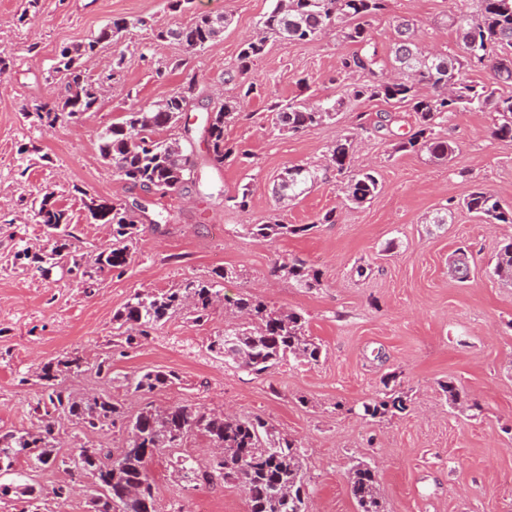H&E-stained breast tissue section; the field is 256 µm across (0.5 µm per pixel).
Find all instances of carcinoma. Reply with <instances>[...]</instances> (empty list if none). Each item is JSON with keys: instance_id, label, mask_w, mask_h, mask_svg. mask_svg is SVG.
<instances>
[{"instance_id": "cac0c4a2", "label": "carcinoma", "mask_w": 512, "mask_h": 512, "mask_svg": "<svg viewBox=\"0 0 512 512\" xmlns=\"http://www.w3.org/2000/svg\"><path fill=\"white\" fill-rule=\"evenodd\" d=\"M385 0H277L273 9L260 21L265 33L285 40L310 42L332 29H340L342 37L360 46L342 61L346 70L364 73L368 80L352 90L356 101L382 99L386 102L408 103L416 115V125L400 145L403 150H426L431 157L445 160L454 152L448 139L434 136V129L448 120V115L460 110L488 112L493 115L492 135L512 140V96L502 97L495 91L468 83L460 77V63L446 56H425L399 30L400 39L394 47V63L409 76L395 83L383 82L381 60L377 48L367 35L371 17L383 9ZM143 20H112L108 30L87 42L64 47L56 71L63 73L68 94L55 102L33 105L25 111L42 125L75 120L91 110L101 96V85L89 80L82 70L81 60L95 53L103 40ZM228 24L224 15L202 14L184 27L169 28L160 38L179 41L187 51L197 52L219 37ZM448 25L457 36L467 55V63L490 67L502 82H512V0H480L474 14L466 0H454L448 15ZM265 49V39H249L239 53V71L245 75L252 61ZM433 89L430 96L418 93L416 85ZM196 78L182 88L155 102L149 108L128 113L118 124L104 129L98 136V148L103 159L134 187L162 195L177 193L196 184L193 151L176 142L156 137L158 131L178 123L187 109L194 107ZM330 109L320 104L290 103L277 107L276 120L282 127L298 132L320 125L330 117ZM239 118L237 101L224 100L207 116L210 138V159L217 165L232 154L226 147L224 128ZM328 168L347 178L345 199L357 206L369 202L378 192L379 181L370 171L353 168L349 139L336 141L328 158ZM319 180V172L305 166L286 170L278 188L282 197L296 198ZM466 209L487 224H512V208H504L488 190L477 187L464 200ZM37 223L59 230L50 260L68 267L81 280H92L104 272L121 273L130 264L133 243L138 233L139 204L91 200L88 209L100 224L112 226V244L98 252L89 265L72 249L69 222L64 210L45 195L31 206ZM336 223V211L330 210L310 224H285L272 220L265 224H246L244 230L253 237L275 238L305 234L319 224ZM285 272L299 288L313 289L322 285L320 274L301 260L284 262L275 268ZM493 273L512 280V238L502 242L495 255ZM228 276L225 269L213 272L207 281L186 280L179 287L164 293H136L115 318L126 326L125 342L129 345L150 335L151 330L168 321L175 313L189 306L198 322L208 318L220 298L218 286ZM247 321L224 330L210 341L208 349L224 361L256 376L269 373L283 361L293 358L306 364H316L322 346L308 333V322L298 311H282L266 301L243 294L233 302ZM93 371L108 376L112 356L107 355L90 364L78 354L44 363L36 374L42 388L43 414L22 434L0 435V476L11 474L19 461L32 471L56 463L59 455L56 432L61 421L68 420L94 431L114 426L124 420L119 403L109 396H76L62 386V378ZM173 372L147 371L124 377L135 392L151 393L173 383ZM386 392L381 400L363 404L364 415L383 419L403 414L408 409L407 393L384 383ZM448 405L457 408L463 392L453 380L442 385ZM208 438L211 447L222 449V455L212 458L209 469L195 467L183 458L174 463V471L187 482L215 478L235 479L242 485L248 512H305L310 486L303 471L302 448L293 440L270 433L260 417L232 418L216 411H205L186 405L157 408L151 404L139 411L127 425L125 445L113 454L102 448L82 445L64 465L78 477L90 475L97 485L89 500L88 512H158L148 464L162 448L179 445L191 435ZM351 493L359 512H383L374 471L358 464L350 477ZM14 492L23 502L19 512H43L40 490L24 483L14 487L0 485V500Z\"/></svg>"}]
</instances>
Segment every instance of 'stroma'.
<instances>
[{"label": "stroma", "mask_w": 512, "mask_h": 512, "mask_svg": "<svg viewBox=\"0 0 512 512\" xmlns=\"http://www.w3.org/2000/svg\"><path fill=\"white\" fill-rule=\"evenodd\" d=\"M275 2L187 0L175 10L172 0H0V51L11 58L0 74V434L35 422L38 366L74 351L91 363L111 352L120 334L113 315L135 292L165 291L225 268L233 276L224 280V301L208 320L175 315L114 354L110 379L88 372L66 376L64 386L112 397L129 416L149 402L261 416L303 450L307 512H358L348 471L360 462L376 474L384 512H512V281L488 272L498 245L512 238V224L484 223L460 206L479 184L512 207V141L492 137L489 114L466 110L436 130L455 145L448 161L401 149L414 112L380 100L348 103L349 89L365 76L342 71V60L357 46L333 31L311 42L269 39L264 55L240 74L241 44L258 35ZM452 7V0H386L368 26L386 77L397 75L392 50L399 20L412 23L425 53H458L448 25ZM201 13L231 19L205 49L190 53L176 40L157 39L159 29L188 25ZM117 18L138 25L83 61L87 77L105 86L99 103L79 120L52 127L25 118L24 108L65 95L53 71L60 50L98 36ZM191 77L197 80L191 124L160 136L192 142L195 187L166 196L132 187L101 158L99 133ZM228 98L239 103V120L224 131L235 152L217 166L204 150L201 120ZM292 100L342 108L335 118L293 133L280 129L270 110ZM385 112L391 120L376 130ZM344 137L352 142L355 166L379 179L370 202L345 203L344 181L332 172L297 199L278 197L287 168H323ZM24 147L30 166L20 176ZM244 191L249 206L242 210L232 199ZM47 194L66 211L74 247L90 259L111 241L108 228L91 218L90 199L144 207L123 275L103 274L90 289L63 267L44 274L20 258V251L47 254L54 245L30 210ZM330 209L335 223L314 225L315 216ZM443 211L446 223H436ZM273 218L313 229L277 238L242 230ZM461 247L473 257L464 281L449 270ZM294 259L321 273V287L298 288L277 273ZM245 292L302 312L324 347L320 361L290 360L255 377L210 352L211 337L240 324L232 302ZM148 370L172 371L177 379L148 395L125 387L124 377ZM450 380L465 394L456 409L441 389ZM387 383L408 392L409 412L365 417L363 403L379 397ZM126 436L121 426L90 432L67 422L57 443L65 456L86 443L114 451ZM210 456L201 435L154 455L149 473L158 512H248L239 481L189 486L173 470L184 457L206 467ZM26 480L41 490L46 512H87L90 478L75 483L64 501L51 493L72 481L64 465L28 472Z\"/></svg>", "instance_id": "obj_1"}]
</instances>
